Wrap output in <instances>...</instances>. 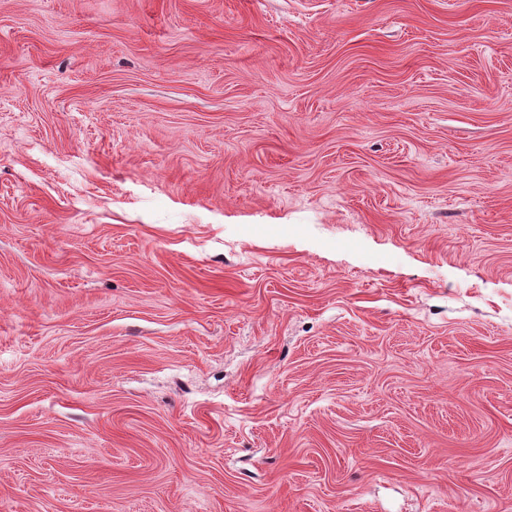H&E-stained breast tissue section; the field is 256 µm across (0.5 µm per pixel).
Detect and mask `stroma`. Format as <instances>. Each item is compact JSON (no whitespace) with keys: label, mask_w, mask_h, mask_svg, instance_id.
<instances>
[{"label":"stroma","mask_w":512,"mask_h":512,"mask_svg":"<svg viewBox=\"0 0 512 512\" xmlns=\"http://www.w3.org/2000/svg\"><path fill=\"white\" fill-rule=\"evenodd\" d=\"M0 512H512V0H0Z\"/></svg>","instance_id":"stroma-1"}]
</instances>
